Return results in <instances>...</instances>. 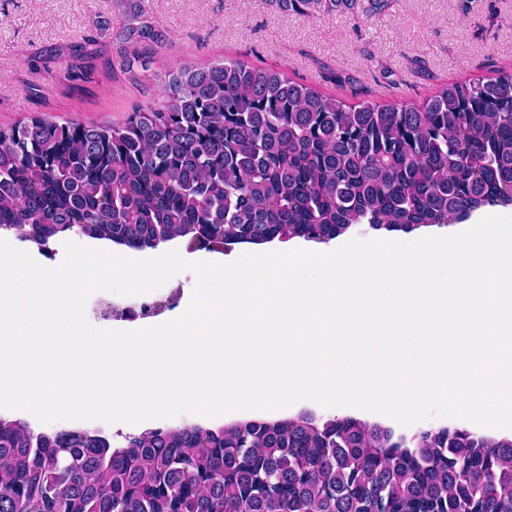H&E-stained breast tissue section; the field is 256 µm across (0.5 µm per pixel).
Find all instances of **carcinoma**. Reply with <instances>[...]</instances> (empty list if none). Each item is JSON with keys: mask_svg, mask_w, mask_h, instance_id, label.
<instances>
[{"mask_svg": "<svg viewBox=\"0 0 512 512\" xmlns=\"http://www.w3.org/2000/svg\"><path fill=\"white\" fill-rule=\"evenodd\" d=\"M317 16L357 0H273ZM130 34H158L134 6ZM121 124L0 128V230L39 250L72 232L212 250L353 224L407 232L512 205V71L420 104H346L242 59L163 66ZM351 418L107 438L0 418V512H512V440Z\"/></svg>", "mask_w": 512, "mask_h": 512, "instance_id": "obj_1", "label": "carcinoma"}]
</instances>
